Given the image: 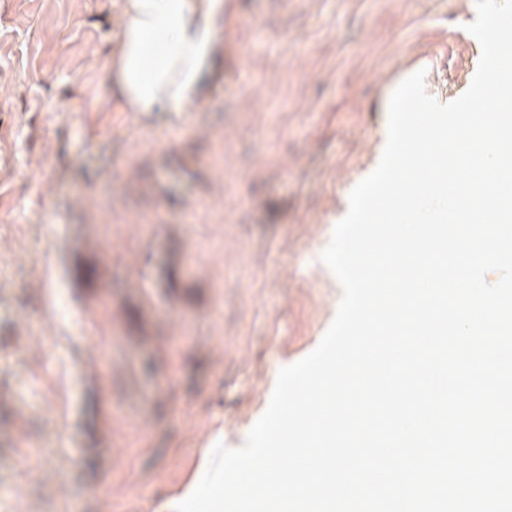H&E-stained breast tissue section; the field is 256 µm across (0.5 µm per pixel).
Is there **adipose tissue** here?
<instances>
[{
  "instance_id": "1",
  "label": "adipose tissue",
  "mask_w": 512,
  "mask_h": 512,
  "mask_svg": "<svg viewBox=\"0 0 512 512\" xmlns=\"http://www.w3.org/2000/svg\"><path fill=\"white\" fill-rule=\"evenodd\" d=\"M229 0H125L112 92L128 111L185 115L224 46Z\"/></svg>"
}]
</instances>
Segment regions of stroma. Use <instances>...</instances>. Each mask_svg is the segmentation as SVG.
<instances>
[{
	"label": "stroma",
	"instance_id": "stroma-1",
	"mask_svg": "<svg viewBox=\"0 0 512 512\" xmlns=\"http://www.w3.org/2000/svg\"><path fill=\"white\" fill-rule=\"evenodd\" d=\"M189 121L123 111L122 0H0V512H168L342 289L321 262L396 87L481 59L475 0H233Z\"/></svg>",
	"mask_w": 512,
	"mask_h": 512
}]
</instances>
